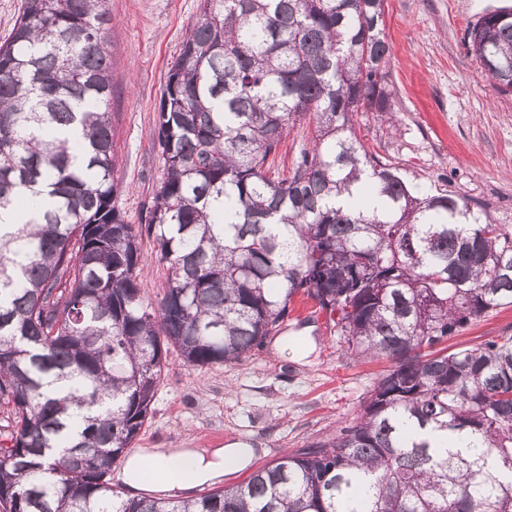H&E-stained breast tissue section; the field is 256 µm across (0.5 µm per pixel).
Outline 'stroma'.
I'll return each instance as SVG.
<instances>
[{"mask_svg":"<svg viewBox=\"0 0 512 512\" xmlns=\"http://www.w3.org/2000/svg\"><path fill=\"white\" fill-rule=\"evenodd\" d=\"M499 0H387L392 122L355 115L358 137L413 185L465 195L497 223L512 225V90H500L467 53V31ZM201 0H106L112 55V136L116 205L140 223L162 175L155 118L171 62L201 14ZM137 279L156 301L167 269L151 239L141 242ZM512 334V305L497 308L448 342L450 349ZM311 337L303 362L285 360L277 343ZM389 364L353 359L330 318L289 323L247 361L199 370L170 353L153 415L134 452L150 448H256L250 469L227 473L225 485L251 468L326 440L357 416Z\"/></svg>","mask_w":512,"mask_h":512,"instance_id":"35a3bbf8","label":"stroma"}]
</instances>
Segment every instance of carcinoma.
Listing matches in <instances>:
<instances>
[{"label":"carcinoma","instance_id":"1","mask_svg":"<svg viewBox=\"0 0 512 512\" xmlns=\"http://www.w3.org/2000/svg\"><path fill=\"white\" fill-rule=\"evenodd\" d=\"M385 0H202L156 118L163 177L142 223L115 205L104 0H26L0 45V512H512V336L448 351L512 304V228L411 186L354 131L391 120ZM468 54L512 89V11ZM84 142L59 136L72 124ZM285 177L267 161L295 126ZM369 192L379 207L354 200ZM147 236L167 287L137 280ZM302 295L353 357L390 363L354 422L195 499L124 498L112 466L152 413L168 351L239 364Z\"/></svg>","mask_w":512,"mask_h":512}]
</instances>
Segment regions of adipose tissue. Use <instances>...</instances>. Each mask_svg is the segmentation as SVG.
<instances>
[{
    "label": "adipose tissue",
    "instance_id": "obj_1",
    "mask_svg": "<svg viewBox=\"0 0 512 512\" xmlns=\"http://www.w3.org/2000/svg\"><path fill=\"white\" fill-rule=\"evenodd\" d=\"M253 455L250 448H154L134 455L133 461L159 475L158 489L179 495L221 482L226 471L246 468Z\"/></svg>",
    "mask_w": 512,
    "mask_h": 512
}]
</instances>
